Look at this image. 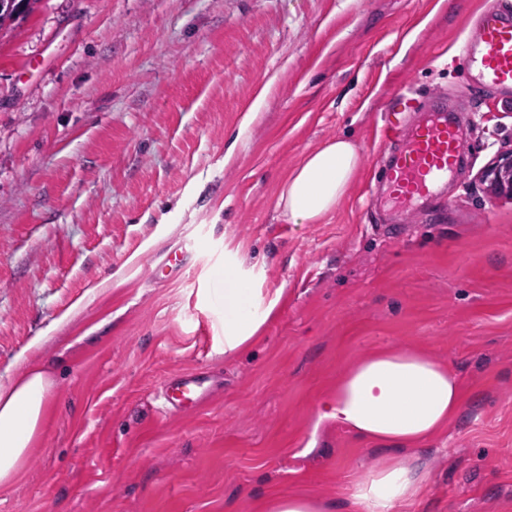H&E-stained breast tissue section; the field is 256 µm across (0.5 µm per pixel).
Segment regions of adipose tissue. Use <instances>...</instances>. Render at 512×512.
I'll return each mask as SVG.
<instances>
[{"label": "adipose tissue", "instance_id": "adipose-tissue-1", "mask_svg": "<svg viewBox=\"0 0 512 512\" xmlns=\"http://www.w3.org/2000/svg\"><path fill=\"white\" fill-rule=\"evenodd\" d=\"M360 165L356 144L330 140L308 153L280 196L290 223L314 224L332 211ZM275 303L260 314L242 312L224 324V349H245L275 316ZM52 382L46 369L29 367L13 384L0 386V484L16 480L42 430ZM464 404L458 373L419 351H379L345 370L320 402L317 422H329L357 438L383 444L382 459L361 481L351 501L356 512H393L415 500L427 474L395 461L454 419Z\"/></svg>", "mask_w": 512, "mask_h": 512}]
</instances>
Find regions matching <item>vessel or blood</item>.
<instances>
[{"label": "vessel or blood", "mask_w": 512, "mask_h": 512, "mask_svg": "<svg viewBox=\"0 0 512 512\" xmlns=\"http://www.w3.org/2000/svg\"><path fill=\"white\" fill-rule=\"evenodd\" d=\"M463 52L480 84L512 89V12H483ZM382 141L384 147L374 164L378 182L387 200L400 204L406 218H415L459 166L461 139L453 109L445 97L433 95L427 120L389 122ZM162 396L169 409L198 408L206 403L209 388L199 375L180 374L165 381Z\"/></svg>", "instance_id": "obj_1"}]
</instances>
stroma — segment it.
<instances>
[{
	"label": "stroma",
	"instance_id": "stroma-1",
	"mask_svg": "<svg viewBox=\"0 0 512 512\" xmlns=\"http://www.w3.org/2000/svg\"><path fill=\"white\" fill-rule=\"evenodd\" d=\"M496 3L39 0L0 38V385L32 361L53 382L0 512H262L292 493L354 512L380 455L316 410L350 364L404 348L451 365L465 401L395 512H512V198L478 180L512 148V89L480 88L461 52ZM435 94L464 111L468 161L402 224L371 203L381 129L400 96ZM339 136L357 174L290 223L282 184ZM237 279L277 314L233 355ZM191 369L211 402L166 413L161 386Z\"/></svg>",
	"mask_w": 512,
	"mask_h": 512
}]
</instances>
